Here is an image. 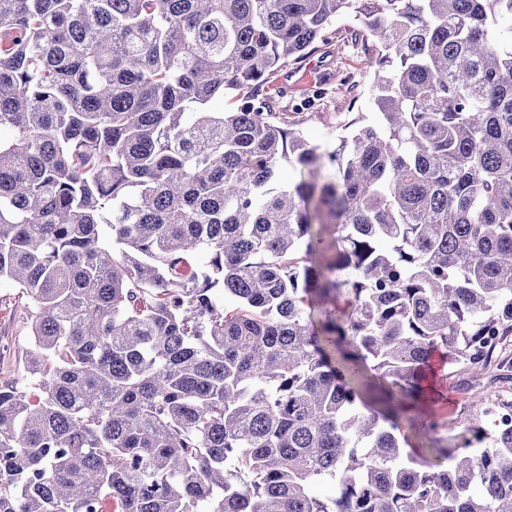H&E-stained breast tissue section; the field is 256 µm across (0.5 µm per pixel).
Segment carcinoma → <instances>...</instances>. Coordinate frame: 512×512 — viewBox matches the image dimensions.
Returning a JSON list of instances; mask_svg holds the SVG:
<instances>
[{
	"instance_id": "cac0c4a2",
	"label": "carcinoma",
	"mask_w": 512,
	"mask_h": 512,
	"mask_svg": "<svg viewBox=\"0 0 512 512\" xmlns=\"http://www.w3.org/2000/svg\"><path fill=\"white\" fill-rule=\"evenodd\" d=\"M340 14L374 112L323 150L268 89ZM501 24L512 0H0V280L31 320L0 512H512V401L479 383L512 382ZM441 350L483 405L446 466L404 434L445 426L411 409Z\"/></svg>"
}]
</instances>
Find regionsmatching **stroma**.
I'll use <instances>...</instances> for the list:
<instances>
[{
  "mask_svg": "<svg viewBox=\"0 0 512 512\" xmlns=\"http://www.w3.org/2000/svg\"><path fill=\"white\" fill-rule=\"evenodd\" d=\"M351 25L349 17L338 18L331 42L309 60L287 66L270 87L271 92L280 93V110L287 120L324 149L335 143L357 113L368 116L373 111V71L365 47L346 39ZM316 89L322 96L314 110H294V103ZM27 304L17 289L0 284V382L15 380L23 371L22 359L29 348ZM433 366L437 395L432 408L446 421L445 434L452 439L470 426L474 417L466 391L470 376L444 352L436 355Z\"/></svg>",
  "mask_w": 512,
  "mask_h": 512,
  "instance_id": "stroma-1",
  "label": "stroma"
}]
</instances>
